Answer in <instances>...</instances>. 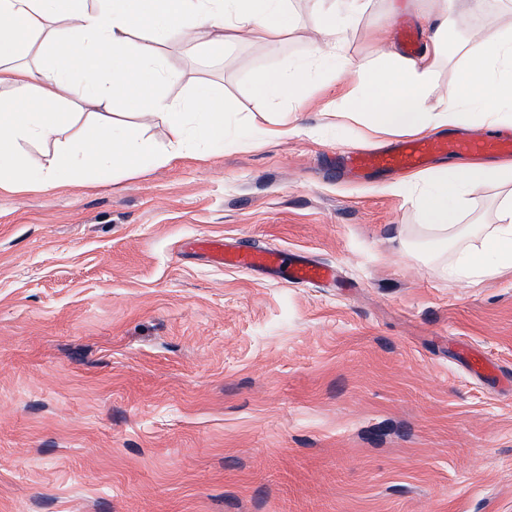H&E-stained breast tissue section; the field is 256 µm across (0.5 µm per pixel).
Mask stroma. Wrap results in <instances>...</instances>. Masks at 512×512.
Returning a JSON list of instances; mask_svg holds the SVG:
<instances>
[{
	"label": "stroma",
	"mask_w": 512,
	"mask_h": 512,
	"mask_svg": "<svg viewBox=\"0 0 512 512\" xmlns=\"http://www.w3.org/2000/svg\"><path fill=\"white\" fill-rule=\"evenodd\" d=\"M403 24L413 0H370L342 52L384 57L372 31ZM321 40L302 22L200 58L140 32L179 76L168 97L223 95V148L0 189V512H512V275L461 286L403 248L422 218L396 174L336 167L376 141L330 126L333 69L295 132L233 142L269 125L254 70ZM203 235L338 282L214 266L185 246Z\"/></svg>",
	"instance_id": "obj_1"
}]
</instances>
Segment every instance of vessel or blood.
<instances>
[{
  "label": "vessel or blood",
  "instance_id": "1",
  "mask_svg": "<svg viewBox=\"0 0 512 512\" xmlns=\"http://www.w3.org/2000/svg\"><path fill=\"white\" fill-rule=\"evenodd\" d=\"M504 152H512V132L495 131L439 140L406 139L380 151H349L343 154L342 164L350 172L363 175L374 171L420 170L437 155L482 158ZM192 246L206 253L216 265L281 274L295 284L326 283L335 276L325 264L291 259L283 252L230 245L217 237L195 239Z\"/></svg>",
  "mask_w": 512,
  "mask_h": 512
}]
</instances>
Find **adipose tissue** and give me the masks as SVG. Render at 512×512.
Instances as JSON below:
<instances>
[{
    "label": "adipose tissue",
    "instance_id": "ef3b65f1",
    "mask_svg": "<svg viewBox=\"0 0 512 512\" xmlns=\"http://www.w3.org/2000/svg\"><path fill=\"white\" fill-rule=\"evenodd\" d=\"M421 12L428 33L423 53L407 58L389 51V63H349L357 86L340 121L366 120L376 137L423 135L450 129L478 117L481 124L512 123V6L499 26L479 44L449 45L448 31L462 28L484 0H432ZM367 0H331L309 16L322 33L324 49H312L306 60L278 71L261 68L252 77L258 99L290 100L296 87L312 82L323 53H336L343 27L364 13ZM295 23L286 0H0V86L11 98H0V188H13L25 147L46 146L33 174L38 187L57 186L101 168L135 173L136 160L151 157L167 163L194 144H223L224 99L199 86L184 100L162 95L159 85L175 82L176 73L149 54L133 37L149 27L154 41L181 39L188 53L223 55L237 33L246 31L269 45ZM454 52L465 62L441 109L425 105L439 60ZM166 124L172 139L158 150L143 124L116 122L115 103ZM91 114L77 137L66 132L82 114ZM481 182L500 188L498 221L467 224L470 188ZM410 196L424 224L420 247L430 257H447L445 276L471 284L512 274V159L493 164H451L414 173L390 186Z\"/></svg>",
    "mask_w": 512,
    "mask_h": 512
}]
</instances>
